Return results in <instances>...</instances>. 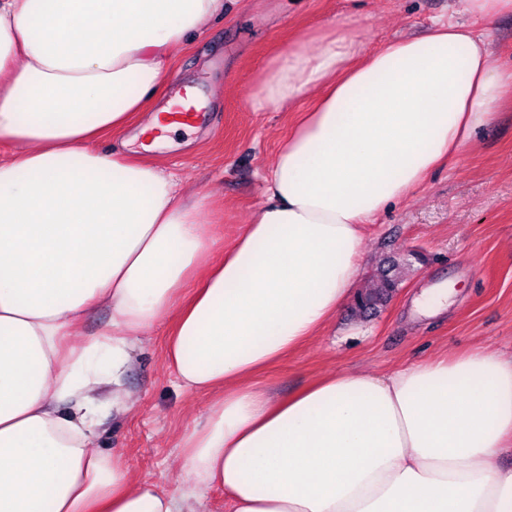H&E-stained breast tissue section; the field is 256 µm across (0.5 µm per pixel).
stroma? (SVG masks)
<instances>
[{
	"label": "stroma",
	"mask_w": 512,
	"mask_h": 512,
	"mask_svg": "<svg viewBox=\"0 0 512 512\" xmlns=\"http://www.w3.org/2000/svg\"><path fill=\"white\" fill-rule=\"evenodd\" d=\"M457 0H225L224 19L173 52L165 96L191 79L208 108L191 145L132 158L174 171L201 201L198 223L210 256L219 255L263 205L262 176L297 114L259 108L255 93L270 61L327 24L349 23L366 48L427 33L434 21H463ZM359 286L390 255L409 266L392 301L375 317L343 306L320 336L264 371L259 380L288 395L339 371L384 374L475 347L512 354V101L480 129L452 166H440L405 199L367 225ZM454 285L448 310L420 319L411 301L437 284ZM169 321L146 328L137 362L125 374L132 412L101 413L105 452L133 478L163 491L179 486L178 442L208 412L212 398L178 388L165 365Z\"/></svg>",
	"instance_id": "obj_1"
}]
</instances>
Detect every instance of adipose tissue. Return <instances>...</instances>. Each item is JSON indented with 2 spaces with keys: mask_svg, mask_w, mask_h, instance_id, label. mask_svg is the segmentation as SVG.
Masks as SVG:
<instances>
[{
  "mask_svg": "<svg viewBox=\"0 0 512 512\" xmlns=\"http://www.w3.org/2000/svg\"><path fill=\"white\" fill-rule=\"evenodd\" d=\"M223 17L224 0H0V512H199L212 488L230 512H512V358L478 347L285 398L254 380L334 320L366 225L456 160L512 69L457 22L371 52L343 28L295 42L256 103L301 115L208 264L191 189L95 143L160 126L173 48ZM93 307L111 330L67 346ZM168 315L175 385L214 397L173 492L99 447Z\"/></svg>",
  "mask_w": 512,
  "mask_h": 512,
  "instance_id": "adipose-tissue-1",
  "label": "adipose tissue"
}]
</instances>
